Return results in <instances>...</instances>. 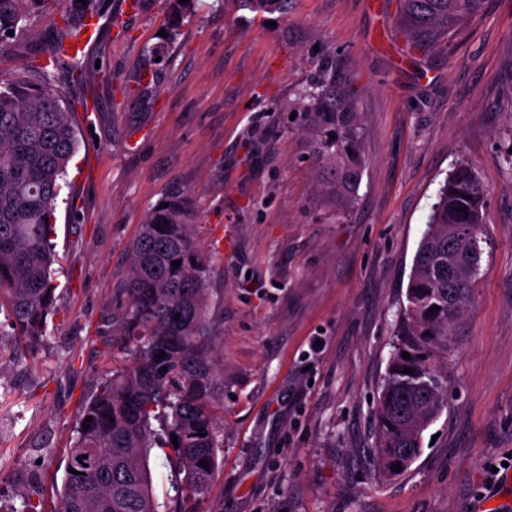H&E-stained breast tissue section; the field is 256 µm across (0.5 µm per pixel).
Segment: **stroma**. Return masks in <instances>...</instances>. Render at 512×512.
<instances>
[{"label": "stroma", "mask_w": 512, "mask_h": 512, "mask_svg": "<svg viewBox=\"0 0 512 512\" xmlns=\"http://www.w3.org/2000/svg\"><path fill=\"white\" fill-rule=\"evenodd\" d=\"M398 0H291L287 15L199 6L165 63L166 0H104L89 119L57 203L58 301L38 352L0 332V500L57 501L76 415L108 366L129 245L173 184L209 257L224 446L204 512H512V0L449 45L412 50ZM45 0L0 74L31 75L62 25ZM154 69L160 93L130 96ZM354 95L356 200L319 187L303 91ZM468 162L486 189L481 272L448 360V407L402 475L370 453L377 399L436 191ZM320 348H313V341Z\"/></svg>", "instance_id": "1"}]
</instances>
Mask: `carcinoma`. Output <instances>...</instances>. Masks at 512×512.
I'll return each mask as SVG.
<instances>
[{
    "instance_id": "cac0c4a2",
    "label": "carcinoma",
    "mask_w": 512,
    "mask_h": 512,
    "mask_svg": "<svg viewBox=\"0 0 512 512\" xmlns=\"http://www.w3.org/2000/svg\"><path fill=\"white\" fill-rule=\"evenodd\" d=\"M45 0H0V54L27 33ZM254 13L288 12V0H232ZM485 0H399V20L415 49L445 45L483 10ZM195 0H168L167 36L154 55L181 35ZM103 0H86L63 18L50 38V56H33L40 80L0 75V308L14 335L39 347L56 304L53 265L57 200L79 139L55 89V71L68 67L82 83L84 61L71 52L84 20L98 17ZM12 34H7V31ZM158 88L148 74L135 95L149 101ZM322 159L327 194L353 199L363 168L362 128L354 98L331 82L310 95L306 109ZM486 190L472 165L457 163L439 187L419 242L397 322L394 353L378 398L373 455L380 474L401 475L421 455L423 433L448 406V345L470 305L480 273ZM467 207V212L457 208ZM189 190L175 186L153 205L131 245L128 308L117 342L125 360L103 373L78 412L58 506L25 496L0 512H159L150 453L174 448L182 485L175 512H195L208 493L223 447L213 408L221 381L212 359L214 335L207 288L209 260L191 234ZM181 261L174 267L172 262ZM437 305L439 310L431 307ZM179 319H174V316ZM410 358L405 359L402 353ZM409 372H404V369ZM90 422H85L86 418ZM158 428H153V424ZM88 428H83V425ZM208 462L204 467L199 461ZM401 464L395 472L392 466Z\"/></svg>"
}]
</instances>
